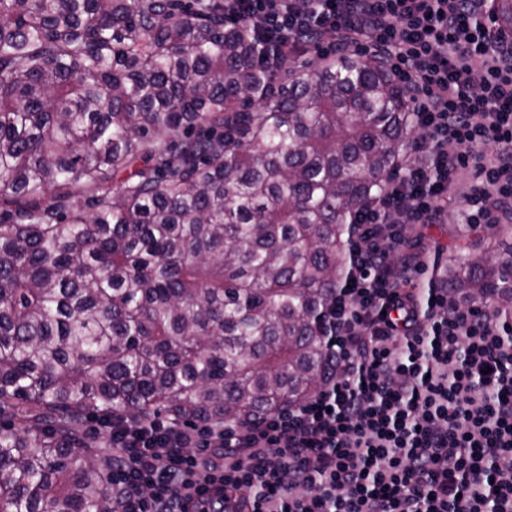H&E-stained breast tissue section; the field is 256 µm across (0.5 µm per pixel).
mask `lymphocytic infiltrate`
I'll return each instance as SVG.
<instances>
[{"label":"lymphocytic infiltrate","instance_id":"f902f5d3","mask_svg":"<svg viewBox=\"0 0 512 512\" xmlns=\"http://www.w3.org/2000/svg\"><path fill=\"white\" fill-rule=\"evenodd\" d=\"M493 2L224 0L226 25L283 48L385 58L420 136L357 219L314 393L246 426L113 422L112 512H512V316L419 283L407 234L453 202L512 223V29Z\"/></svg>","mask_w":512,"mask_h":512}]
</instances>
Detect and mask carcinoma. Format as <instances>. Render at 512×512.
Masks as SVG:
<instances>
[{"label":"carcinoma","instance_id":"1","mask_svg":"<svg viewBox=\"0 0 512 512\" xmlns=\"http://www.w3.org/2000/svg\"><path fill=\"white\" fill-rule=\"evenodd\" d=\"M413 129L382 57L262 46L224 0H0V512H112L96 422L309 397ZM433 265L512 313V246Z\"/></svg>","mask_w":512,"mask_h":512}]
</instances>
